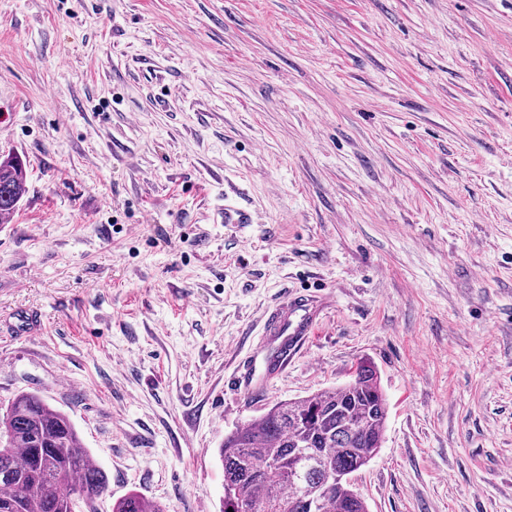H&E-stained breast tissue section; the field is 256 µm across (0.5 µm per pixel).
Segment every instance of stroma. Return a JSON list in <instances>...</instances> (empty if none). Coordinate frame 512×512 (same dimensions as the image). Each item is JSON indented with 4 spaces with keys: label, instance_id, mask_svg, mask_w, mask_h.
I'll return each instance as SVG.
<instances>
[{
    "label": "stroma",
    "instance_id": "obj_1",
    "mask_svg": "<svg viewBox=\"0 0 512 512\" xmlns=\"http://www.w3.org/2000/svg\"><path fill=\"white\" fill-rule=\"evenodd\" d=\"M8 151L0 406L68 416L96 512H219L225 435L365 360L369 512H512V0H0ZM299 293L276 374L263 313ZM25 166L17 155H8L0 161V223L19 207L25 194ZM316 325V311L306 296L291 297L287 308L269 312L264 320L266 332L278 333L281 336L287 333L292 350L302 346L315 333ZM112 512H166V510L133 491L116 502Z\"/></svg>",
    "mask_w": 512,
    "mask_h": 512
}]
</instances>
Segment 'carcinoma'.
<instances>
[{"instance_id": "obj_1", "label": "carcinoma", "mask_w": 512, "mask_h": 512, "mask_svg": "<svg viewBox=\"0 0 512 512\" xmlns=\"http://www.w3.org/2000/svg\"><path fill=\"white\" fill-rule=\"evenodd\" d=\"M25 166L16 155L0 161V220L25 194ZM388 400L366 362L334 389L274 403L224 437L221 512H368L351 475L378 453ZM0 512H72L73 497L94 500L108 477L91 461L74 425L31 393L17 395L0 418ZM317 494L309 508L305 492ZM112 512H166L133 491Z\"/></svg>"}]
</instances>
